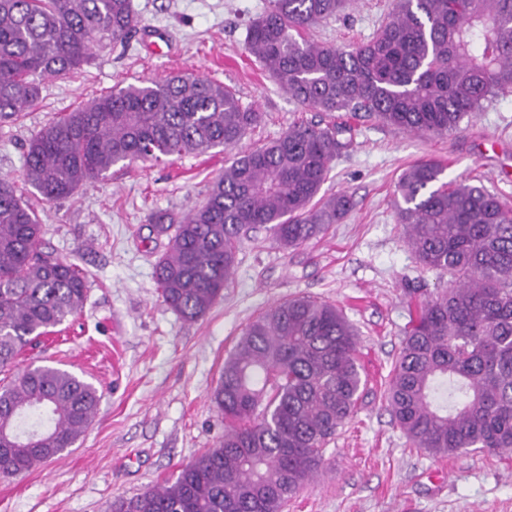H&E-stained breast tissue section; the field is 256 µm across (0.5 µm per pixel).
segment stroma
I'll list each match as a JSON object with an SVG mask.
<instances>
[{"instance_id":"35a3bbf8","label":"stroma","mask_w":512,"mask_h":512,"mask_svg":"<svg viewBox=\"0 0 512 512\" xmlns=\"http://www.w3.org/2000/svg\"><path fill=\"white\" fill-rule=\"evenodd\" d=\"M143 32L129 46L97 48L82 71L43 83L39 105L0 123V177L20 181L27 140L93 94L137 80L194 70L235 89L263 122L241 141L254 149L310 113L264 76L245 50L246 28L268 0H133ZM394 0H354L308 38L343 46L366 41L389 20ZM351 142L321 192L344 191L353 207L295 250L251 233L223 295L205 317L186 321L162 301L154 279L166 237L153 216L202 202L232 151L221 147L159 162L114 166L97 187L38 210L41 246L86 269L87 300L59 333L26 350L17 368L53 365L98 390L95 417L73 448L22 475L0 480V512H108L174 479L224 435L211 400L241 332L269 306L309 296L339 306L358 334L366 373L357 413L324 453L315 482L283 512H512V452L435 458L411 447L382 397L419 301L447 288L424 270L395 213L398 180L415 162H445L444 180L467 178L512 204V94L487 102L460 130L417 135L336 113Z\"/></svg>"}]
</instances>
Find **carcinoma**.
Returning <instances> with one entry per match:
<instances>
[{"instance_id":"obj_1","label":"carcinoma","mask_w":512,"mask_h":512,"mask_svg":"<svg viewBox=\"0 0 512 512\" xmlns=\"http://www.w3.org/2000/svg\"><path fill=\"white\" fill-rule=\"evenodd\" d=\"M348 0H268L245 49L265 75L314 112L363 114L442 136L485 102L512 93V0H397L366 42L303 32ZM141 30L132 0H0V121L35 108L48 77L88 64L93 49ZM263 119L223 83L193 72L114 88L45 124L27 143L24 184L66 200L134 161L236 146ZM347 128L299 121L234 156L204 202L155 214L169 237L155 266L164 303L187 321L223 296L244 235L264 228L297 248L342 220L345 192L318 194ZM445 165L422 161L398 182L397 223L419 264L448 276L401 342L384 398L412 447L432 456L512 449V206ZM36 209L0 179V479L75 446L100 395L48 365L10 374L19 355L78 312L86 272L39 248ZM353 326L335 305L293 297L242 331L212 393L224 438L177 477L109 512H282L318 474L325 447L357 411Z\"/></svg>"}]
</instances>
